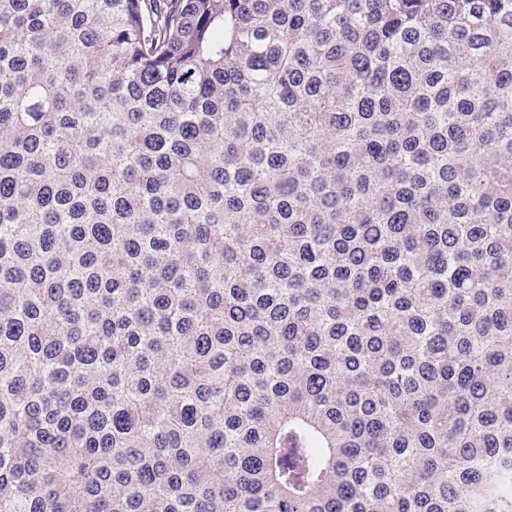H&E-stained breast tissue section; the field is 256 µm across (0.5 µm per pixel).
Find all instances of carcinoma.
I'll return each instance as SVG.
<instances>
[{
	"label": "carcinoma",
	"instance_id": "1",
	"mask_svg": "<svg viewBox=\"0 0 512 512\" xmlns=\"http://www.w3.org/2000/svg\"><path fill=\"white\" fill-rule=\"evenodd\" d=\"M0 512H512V0H0Z\"/></svg>",
	"mask_w": 512,
	"mask_h": 512
}]
</instances>
